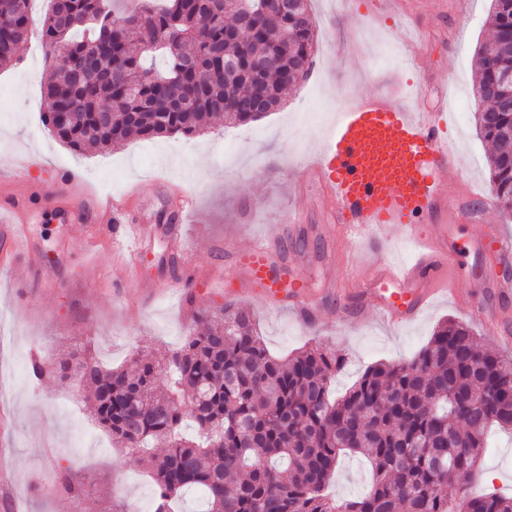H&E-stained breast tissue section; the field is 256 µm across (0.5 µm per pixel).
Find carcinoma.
Here are the masks:
<instances>
[{"mask_svg": "<svg viewBox=\"0 0 512 512\" xmlns=\"http://www.w3.org/2000/svg\"><path fill=\"white\" fill-rule=\"evenodd\" d=\"M56 77L39 105L42 124L75 151L144 139L197 134L211 117L230 125L276 110L283 92L310 68L315 23L309 0L253 6L247 31L225 17L237 0H164L120 17L105 0H52L40 20L21 0ZM493 38L477 50L474 95L478 135L489 142L491 189L512 216V0H492ZM166 66L145 65L142 44ZM26 30L0 37V63L14 60ZM95 70L68 79L90 46ZM277 64L263 69L259 62ZM108 104L107 121L98 106ZM200 332L158 358L135 356L104 370L86 343L70 340L68 358L51 368L60 380L94 396L97 424L112 444L141 457L155 486L154 512H171L187 489L206 512H512V496L461 490L451 477H475L494 427L512 430V359L479 346L473 330L448 320L408 361L367 368L337 399L330 386L346 360L314 346L288 359L272 356L254 316L227 303L198 314ZM192 420L203 439L186 437ZM221 434L212 437L209 428ZM164 442L167 447H153ZM356 454L372 473L367 491L342 499L326 489L341 456ZM56 488L68 498L88 493L71 467Z\"/></svg>", "mask_w": 512, "mask_h": 512, "instance_id": "1", "label": "carcinoma"}]
</instances>
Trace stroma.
<instances>
[{"instance_id": "obj_1", "label": "stroma", "mask_w": 512, "mask_h": 512, "mask_svg": "<svg viewBox=\"0 0 512 512\" xmlns=\"http://www.w3.org/2000/svg\"><path fill=\"white\" fill-rule=\"evenodd\" d=\"M317 28L313 66L289 88L266 119L227 125L213 119L189 138L147 140L130 136L110 149L71 150L39 120L37 106L53 76L36 40L0 67V168H25L28 176L0 181V200H19L27 232L44 268L26 254L0 262V402L12 416L0 429V512H111L118 501L152 512L154 486L137 457L113 448L111 436L91 414V394L53 376L35 380L32 357L51 363L71 337L88 341L106 366L125 365L133 352L147 355L182 345L195 315L233 300L257 317L265 346L275 356L318 344L336 348L348 363L337 389L351 385L379 362L411 359L436 327L449 319L470 326L483 348L512 357V346L488 333L468 307L442 295L414 322L395 328L374 312L356 310L348 326L336 312L349 305L347 284L371 258L412 259L415 244L402 227L384 236L350 234L327 221L328 201L318 187H297L294 174L317 154L338 105L384 91L403 104L446 105L448 138L463 158L448 174V208L465 213L455 225L460 243L457 286L470 299L486 296L500 270L471 237L512 230L489 186L490 145L476 135L481 106L472 85L474 54L489 40L485 25L491 0H402V13L372 19L370 0H310ZM418 44L417 59L405 53ZM195 206L171 241L163 218L180 190ZM127 194L126 221L150 232L137 255L109 242L89 245L93 223L73 219L71 197ZM304 214L289 227V209ZM279 234L284 265L300 273L320 306L315 327L298 323L287 307L258 302L254 284L236 254L271 232ZM79 469L88 483L73 500L55 490L58 466ZM472 492L512 494V435L496 432L480 460L479 475L458 478Z\"/></svg>"}]
</instances>
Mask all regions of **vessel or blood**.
<instances>
[{"label":"vessel or blood","mask_w":512,"mask_h":512,"mask_svg":"<svg viewBox=\"0 0 512 512\" xmlns=\"http://www.w3.org/2000/svg\"><path fill=\"white\" fill-rule=\"evenodd\" d=\"M462 157L450 143L440 112L394 103L390 95L360 98L342 110L323 150L304 175L319 183L334 201V223L350 231L380 232L407 226L419 254L403 266L375 265L356 294L385 320L407 325L428 303L446 292L456 271L457 253L448 223L447 175ZM120 199L97 209L101 231L109 232L114 248L126 243L143 246L147 230L140 224H121ZM0 239L11 252H27L30 239L23 225H0ZM474 247L491 253L505 274L490 284L492 298L484 307L491 329L503 334L495 316L503 300L512 298V236L494 240L478 237ZM238 264L257 287L265 305L289 307L300 320H310L315 308L304 279L287 274L271 244L258 243L242 251Z\"/></svg>","instance_id":"b4317fda"}]
</instances>
